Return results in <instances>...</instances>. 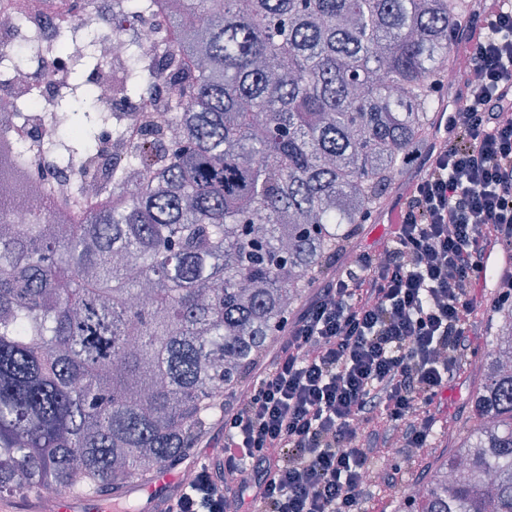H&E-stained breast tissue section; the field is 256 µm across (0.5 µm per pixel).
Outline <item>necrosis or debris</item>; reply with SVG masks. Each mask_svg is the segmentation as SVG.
<instances>
[{"instance_id":"4bbe7bcc","label":"necrosis or debris","mask_w":512,"mask_h":512,"mask_svg":"<svg viewBox=\"0 0 512 512\" xmlns=\"http://www.w3.org/2000/svg\"><path fill=\"white\" fill-rule=\"evenodd\" d=\"M101 15L114 16V23L94 25ZM62 31L69 37L63 48L57 43ZM168 31L162 15L140 9L128 17L113 12L112 0H28L24 8L18 0H0V69L11 70L9 77L0 79V136L60 194L94 198L101 191L94 171L111 169L122 159L112 151L111 126L102 129V147L92 165L84 154H67L64 138L54 135L57 103L71 92L66 73L86 48H93L99 58L92 78L96 101L123 129L139 127L140 140L151 139L152 126H166L168 113H156L152 123H144L146 102L115 97L112 71L125 64L133 40L152 55L156 69H163L164 60L154 50ZM26 100L33 107L23 117L18 110Z\"/></svg>"}]
</instances>
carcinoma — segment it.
I'll use <instances>...</instances> for the list:
<instances>
[{
    "label": "carcinoma",
    "instance_id": "carcinoma-1",
    "mask_svg": "<svg viewBox=\"0 0 512 512\" xmlns=\"http://www.w3.org/2000/svg\"><path fill=\"white\" fill-rule=\"evenodd\" d=\"M151 69L181 135L132 152L112 195L0 219V494L125 499L224 418L311 273L367 223L426 135L468 0H161ZM470 396L474 426L405 512H512V332Z\"/></svg>",
    "mask_w": 512,
    "mask_h": 512
}]
</instances>
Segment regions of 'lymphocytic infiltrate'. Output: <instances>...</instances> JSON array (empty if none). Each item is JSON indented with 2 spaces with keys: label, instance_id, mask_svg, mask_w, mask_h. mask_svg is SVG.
I'll return each instance as SVG.
<instances>
[{
  "label": "lymphocytic infiltrate",
  "instance_id": "f902f5d3",
  "mask_svg": "<svg viewBox=\"0 0 512 512\" xmlns=\"http://www.w3.org/2000/svg\"><path fill=\"white\" fill-rule=\"evenodd\" d=\"M463 38L466 94L386 244L356 251L286 326L272 366L224 413V455L165 512H376L427 448L433 410L472 354L487 251H512V0H481Z\"/></svg>",
  "mask_w": 512,
  "mask_h": 512
}]
</instances>
